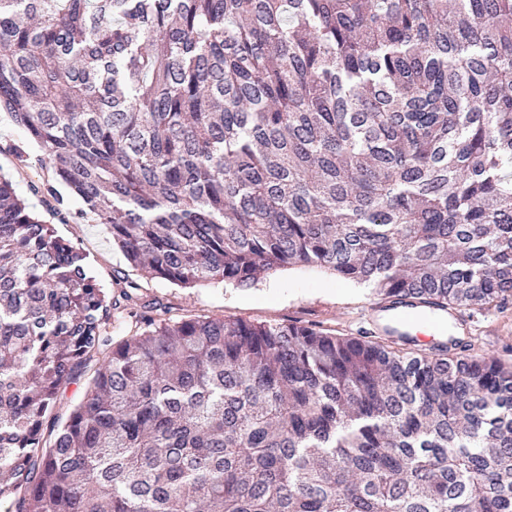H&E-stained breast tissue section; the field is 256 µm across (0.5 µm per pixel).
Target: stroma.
I'll return each instance as SVG.
<instances>
[{"label": "stroma", "instance_id": "1", "mask_svg": "<svg viewBox=\"0 0 512 512\" xmlns=\"http://www.w3.org/2000/svg\"><path fill=\"white\" fill-rule=\"evenodd\" d=\"M17 147L24 150L25 162L16 159L13 150ZM40 154L39 147L8 114L0 112V174L11 178L17 194L41 220L52 225L57 235L87 254L106 290H114L115 279L120 276L139 283L142 299L163 303L174 318L223 316L356 335L361 324L357 314L366 301L373 299V290L342 281L318 267L294 266L272 271L249 288L224 283L180 288L163 279L145 277L113 247L109 228L82 214L78 199H70L67 221H60L53 214L49 198L42 192L53 175L40 165ZM448 333L469 341L472 354L512 363V299L475 314L472 321L451 327Z\"/></svg>", "mask_w": 512, "mask_h": 512}]
</instances>
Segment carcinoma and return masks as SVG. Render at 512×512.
Masks as SVG:
<instances>
[{
    "mask_svg": "<svg viewBox=\"0 0 512 512\" xmlns=\"http://www.w3.org/2000/svg\"><path fill=\"white\" fill-rule=\"evenodd\" d=\"M0 110L148 278L512 297V0H0ZM116 286L0 176L7 512H512L511 363Z\"/></svg>",
    "mask_w": 512,
    "mask_h": 512,
    "instance_id": "carcinoma-1",
    "label": "carcinoma"
}]
</instances>
